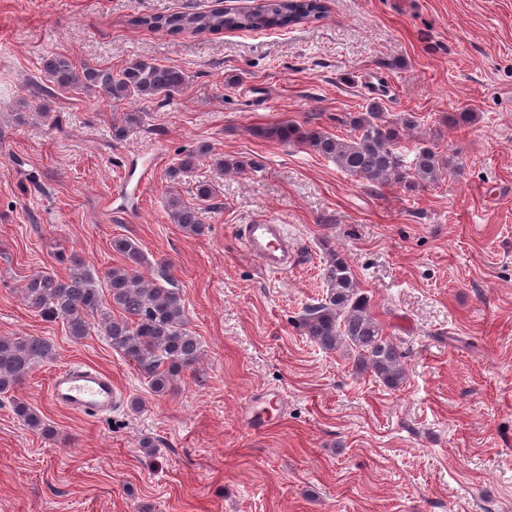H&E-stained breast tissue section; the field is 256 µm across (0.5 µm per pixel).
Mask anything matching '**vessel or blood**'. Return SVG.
Instances as JSON below:
<instances>
[{
  "instance_id": "obj_1",
  "label": "vessel or blood",
  "mask_w": 512,
  "mask_h": 512,
  "mask_svg": "<svg viewBox=\"0 0 512 512\" xmlns=\"http://www.w3.org/2000/svg\"><path fill=\"white\" fill-rule=\"evenodd\" d=\"M240 240L266 271L287 269L290 252L283 225H243ZM49 396L62 408L95 416L111 413L118 403L111 376L81 363L71 364L53 377Z\"/></svg>"
}]
</instances>
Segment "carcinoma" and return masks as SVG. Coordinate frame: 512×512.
<instances>
[{"label":"carcinoma","mask_w":512,"mask_h":512,"mask_svg":"<svg viewBox=\"0 0 512 512\" xmlns=\"http://www.w3.org/2000/svg\"><path fill=\"white\" fill-rule=\"evenodd\" d=\"M324 10L323 0H259L247 10L146 15L132 23L173 34L280 29L317 20ZM43 70L59 88L94 91L115 103L169 99L189 85V76L179 67L145 59H134L114 73L88 64L78 68L68 57L52 54L44 59ZM140 121L136 112L112 116L113 137L124 138ZM344 125L349 127L344 137L293 122L264 127L258 135L282 146L305 144L355 179L372 185L393 183L410 197L437 184L445 171L457 169L454 157L444 155L431 140L421 142L410 159L400 152L401 141L420 125L413 112L391 119L383 104L373 98L365 111L348 117ZM170 219L190 235H203L207 229L199 209L178 199L170 202ZM112 250L125 263L108 270V294L96 286L86 262L74 255L64 277L34 274L23 289V298L31 310L62 320L75 340L98 325L112 349L134 364L152 392L162 395L171 390L184 369L198 362L199 342L187 329L181 294L166 264H160L156 277L146 279L140 272L143 254L134 241L115 237ZM324 278L325 296L307 306L300 318L305 335L325 351L353 350L361 369L370 371L386 387L401 389L406 381L405 354L384 332L370 297L358 287L347 262L331 249ZM111 308L119 316L112 315ZM53 358V345L42 337L0 336V393L20 387L35 364ZM14 409L29 429L50 432L28 403L18 400Z\"/></svg>","instance_id":"obj_1"}]
</instances>
